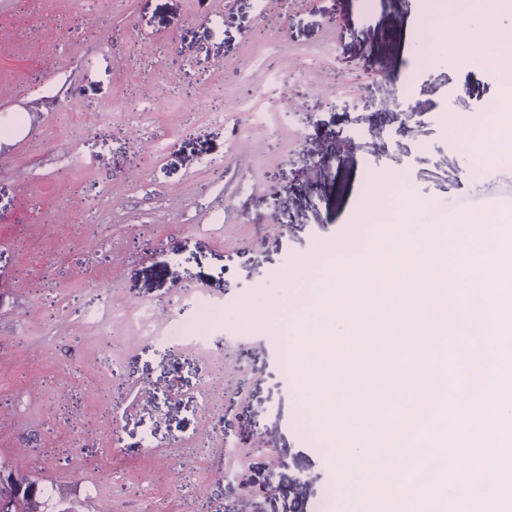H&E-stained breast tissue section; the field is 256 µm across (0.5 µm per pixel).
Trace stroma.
<instances>
[{
	"label": "stroma",
	"mask_w": 512,
	"mask_h": 512,
	"mask_svg": "<svg viewBox=\"0 0 512 512\" xmlns=\"http://www.w3.org/2000/svg\"><path fill=\"white\" fill-rule=\"evenodd\" d=\"M414 9L0 0V464L76 488L81 512H353L281 337L243 330L239 305L282 300L286 273L311 295L305 257L388 234L351 223L378 178L411 183L407 224L512 208V157L485 166L448 127L500 73L480 57L460 76ZM204 317L208 345L170 338Z\"/></svg>",
	"instance_id": "obj_1"
}]
</instances>
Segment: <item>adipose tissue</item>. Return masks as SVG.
<instances>
[{"instance_id":"obj_1","label":"adipose tissue","mask_w":512,"mask_h":512,"mask_svg":"<svg viewBox=\"0 0 512 512\" xmlns=\"http://www.w3.org/2000/svg\"><path fill=\"white\" fill-rule=\"evenodd\" d=\"M489 19L483 27L470 34L468 49L456 58V68L460 73H468L473 68L475 57L497 53L503 60L512 64V32L502 30L494 21L502 12H512V0H488ZM464 24V11L457 6L438 9L435 0H423L412 19L415 34L424 37L447 38L448 34L460 32ZM483 134L472 138L467 123H455L456 141L462 153L481 155L485 165L496 164L503 154L512 155V97L503 96L490 100L480 121Z\"/></svg>"}]
</instances>
